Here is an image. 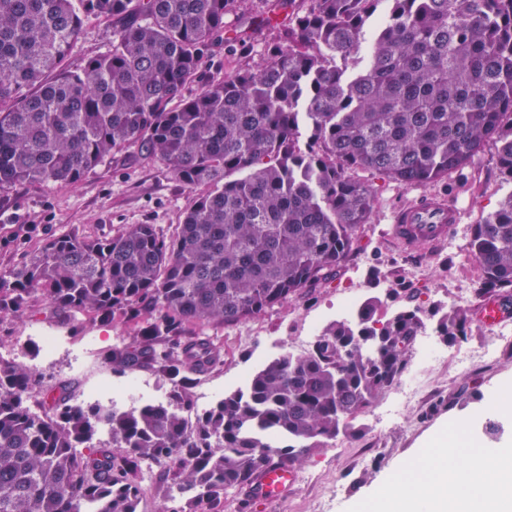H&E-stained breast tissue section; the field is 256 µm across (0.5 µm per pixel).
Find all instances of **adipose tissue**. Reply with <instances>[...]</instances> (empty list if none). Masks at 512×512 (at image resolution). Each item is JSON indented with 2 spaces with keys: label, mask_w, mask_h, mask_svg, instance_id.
Segmentation results:
<instances>
[{
  "label": "adipose tissue",
  "mask_w": 512,
  "mask_h": 512,
  "mask_svg": "<svg viewBox=\"0 0 512 512\" xmlns=\"http://www.w3.org/2000/svg\"><path fill=\"white\" fill-rule=\"evenodd\" d=\"M394 495L397 512H512V447L462 448L443 434L383 483L373 508Z\"/></svg>",
  "instance_id": "adipose-tissue-1"
}]
</instances>
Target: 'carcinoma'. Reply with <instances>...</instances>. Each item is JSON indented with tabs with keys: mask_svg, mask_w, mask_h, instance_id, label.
<instances>
[{
	"mask_svg": "<svg viewBox=\"0 0 512 512\" xmlns=\"http://www.w3.org/2000/svg\"><path fill=\"white\" fill-rule=\"evenodd\" d=\"M236 2L0 0V190L66 187L133 148L197 192L172 239L153 224L63 233L0 273V322L37 299L72 324L141 322L104 362L172 385L165 404L101 414L66 384L32 400L38 374L0 362V512H137L142 465L156 459L189 512H220L271 462L294 466L336 440L405 370L418 307L381 320V300H366L355 322L327 324L309 352L270 361L192 427L190 388L224 364L210 327L337 277L374 203L354 169L430 185L494 141L512 180V0H288L285 39L264 68L184 95ZM89 16L112 22V49L73 70ZM468 254L476 296L511 314L512 194L471 225ZM435 313L445 343L468 336L467 313ZM101 423L111 443L98 447Z\"/></svg>",
	"mask_w": 512,
	"mask_h": 512,
	"instance_id": "1",
	"label": "carcinoma"
}]
</instances>
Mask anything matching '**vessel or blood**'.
<instances>
[{"mask_svg": "<svg viewBox=\"0 0 512 512\" xmlns=\"http://www.w3.org/2000/svg\"><path fill=\"white\" fill-rule=\"evenodd\" d=\"M461 211L456 203L431 194L396 210L389 234L405 248L443 239L452 225L460 223ZM295 482V471L284 465L265 469L254 481L250 492L254 502L263 503L287 494Z\"/></svg>", "mask_w": 512, "mask_h": 512, "instance_id": "vessel-or-blood-1", "label": "vessel or blood"}]
</instances>
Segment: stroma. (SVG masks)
Listing matches in <instances>:
<instances>
[{
    "mask_svg": "<svg viewBox=\"0 0 512 512\" xmlns=\"http://www.w3.org/2000/svg\"><path fill=\"white\" fill-rule=\"evenodd\" d=\"M272 2L242 0L236 5L225 19L231 42L212 46L199 81L187 87V94H195L212 77L255 70L265 63L268 50L283 40L286 28L282 21L261 24ZM111 47V22L87 18L69 64L81 67L87 58ZM366 180L374 192L373 209L360 232L355 254L337 279L259 317L221 329L224 364L202 377L200 386L221 396L244 388L246 380L264 365L288 348L301 345L310 328L338 320L337 307L347 298L380 297L381 314H392L404 305L403 299L388 297L392 288L416 289L415 304L430 331L436 326L434 307L452 309L459 291L469 292L466 311L473 321L463 345L480 353L493 329L476 318L481 301L472 292L478 270L465 245L452 249L443 241L407 250L385 233L393 209L413 201L428 188L401 185L371 174ZM431 189L460 207L462 219L457 229L462 232L467 225L483 223L512 194V182L501 176L497 146L491 143L462 171ZM195 198V192L162 164L141 162L131 149L114 154L95 173L64 188L31 184L0 191V271L20 263L48 238L69 231L103 236L123 225L153 224L166 237H173ZM47 332L65 336L68 346L59 352L55 367L45 370L41 367L39 336ZM129 334L125 326L90 319L72 326L37 302L22 319L0 322V347L15 349L26 365L37 368L42 387L67 382L78 395L97 378L118 388L126 384V376L114 374L104 363L103 354L116 339ZM90 336L96 338L97 346L85 370L69 371L71 350L81 347ZM404 375L409 382L420 384L424 393L421 403L404 410L405 427L378 435L376 414L368 412L353 422L342 447L318 449L297 465V481L286 497L259 505L230 495L224 500V512H316L324 502L332 512H358L389 476L407 467L453 422L465 426L475 441L484 443L488 440L486 422L493 417L501 426L500 441H512V413L493 414L486 403L492 393L512 392V345L503 347L494 363L475 361L463 375L452 362L423 364L413 354Z\"/></svg>",
    "mask_w": 512,
    "mask_h": 512,
    "instance_id": "1",
    "label": "stroma"
}]
</instances>
